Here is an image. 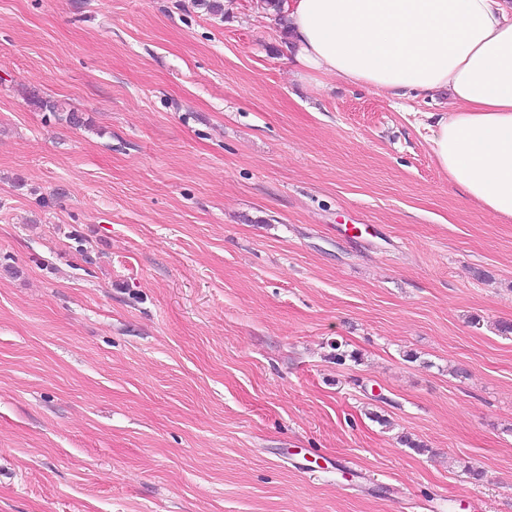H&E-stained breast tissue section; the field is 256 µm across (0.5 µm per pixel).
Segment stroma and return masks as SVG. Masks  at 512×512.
I'll use <instances>...</instances> for the list:
<instances>
[{"label": "stroma", "mask_w": 512, "mask_h": 512, "mask_svg": "<svg viewBox=\"0 0 512 512\" xmlns=\"http://www.w3.org/2000/svg\"><path fill=\"white\" fill-rule=\"evenodd\" d=\"M281 37L0 0V512H512V223Z\"/></svg>", "instance_id": "35a3bbf8"}]
</instances>
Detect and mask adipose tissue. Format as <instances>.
Returning <instances> with one entry per match:
<instances>
[{
  "label": "adipose tissue",
  "mask_w": 512,
  "mask_h": 512,
  "mask_svg": "<svg viewBox=\"0 0 512 512\" xmlns=\"http://www.w3.org/2000/svg\"><path fill=\"white\" fill-rule=\"evenodd\" d=\"M297 65L386 95L453 106L426 126L438 166L512 222V0H285Z\"/></svg>",
  "instance_id": "adipose-tissue-1"
}]
</instances>
